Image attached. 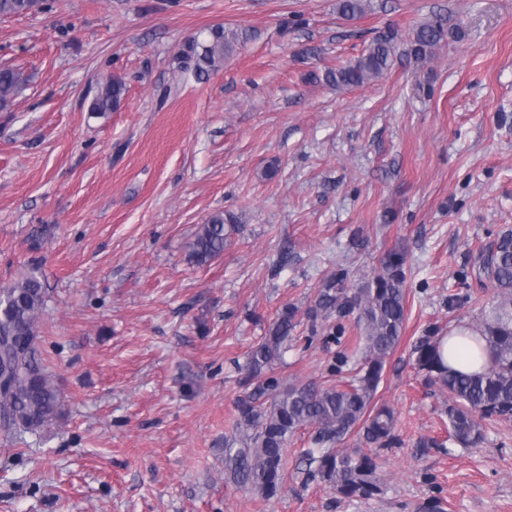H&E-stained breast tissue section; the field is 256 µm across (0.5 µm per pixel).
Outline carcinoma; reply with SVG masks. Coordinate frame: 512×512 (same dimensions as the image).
Here are the masks:
<instances>
[{"label": "carcinoma", "instance_id": "1", "mask_svg": "<svg viewBox=\"0 0 512 512\" xmlns=\"http://www.w3.org/2000/svg\"><path fill=\"white\" fill-rule=\"evenodd\" d=\"M43 7V0H0V16L27 14ZM338 13L355 20L365 12V0H337ZM454 26L442 15L421 24L412 38L398 43L392 32L375 37L353 63L327 73L338 88L360 87L379 78L399 56L422 60L447 39ZM246 34L232 29L212 31L208 41L194 38L180 55L181 63L197 75L215 70ZM22 73L0 68V103L22 88ZM124 84L109 81L98 88L90 111L118 109ZM237 230L230 214L217 212L201 225L191 245V262L205 265L224 254ZM406 255L398 250L382 260V271L358 288L347 284V274L325 280L309 309L312 320L357 313L360 329L352 348L358 370L347 382L321 385L299 383L274 393L262 402L263 390L239 400L238 437L224 444V468L241 487L266 499L283 487L288 440L306 428L315 430V447L305 456L315 473L342 499H371L383 491L378 462L360 448H340L355 434L366 444L389 445L394 439L395 417L387 406L375 403L387 358L398 346L406 322ZM479 278L501 290L493 315L477 327L485 342L489 364L481 372L462 373L443 361L441 337L436 331L414 346L415 365L428 379L448 392V440L468 448L476 445L481 429L476 416L512 419V232L502 234L480 253ZM46 302V288L37 272L0 288V371L10 386L0 394V420L4 425L36 431L52 420L59 393L36 353L37 324ZM297 309L283 308L248 355L252 377L261 376L282 360L293 339Z\"/></svg>", "mask_w": 512, "mask_h": 512}]
</instances>
